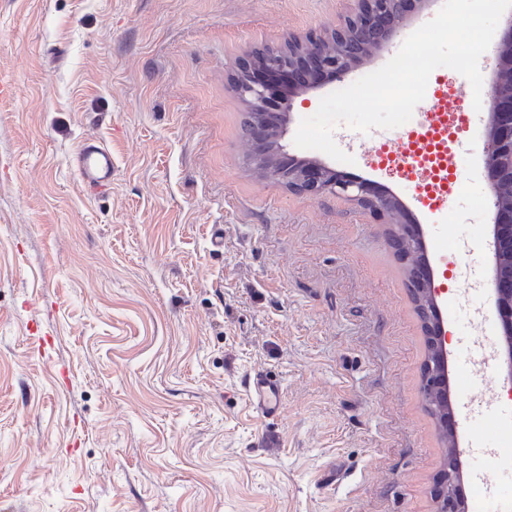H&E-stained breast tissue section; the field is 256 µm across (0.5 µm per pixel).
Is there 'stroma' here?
<instances>
[{"label":"stroma","instance_id":"stroma-1","mask_svg":"<svg viewBox=\"0 0 512 512\" xmlns=\"http://www.w3.org/2000/svg\"><path fill=\"white\" fill-rule=\"evenodd\" d=\"M352 0H0V512H437L445 447L421 393L425 336L388 227L244 163L238 56L336 27ZM409 22L343 80L291 101L298 148L321 99L378 70L441 9ZM476 151L455 153L449 216L354 134L335 169L381 183L417 219L442 293L453 391L468 407L461 481L512 504L502 362L468 378L471 309L489 311L491 218ZM112 149L110 190L70 160ZM475 273L472 307L454 292ZM48 338L38 351V338ZM281 382L261 413L248 385Z\"/></svg>","mask_w":512,"mask_h":512}]
</instances>
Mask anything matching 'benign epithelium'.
I'll use <instances>...</instances> for the list:
<instances>
[{
    "mask_svg": "<svg viewBox=\"0 0 512 512\" xmlns=\"http://www.w3.org/2000/svg\"><path fill=\"white\" fill-rule=\"evenodd\" d=\"M433 0H355L354 8L336 26V35L344 39L350 31H364L369 42L357 49L343 45L336 50L324 47L323 33L288 36V47L299 48L286 55H273L241 73L233 91L237 97L260 113L265 124L277 126L282 118L285 96H294L343 78L363 60L381 51L405 23L428 9ZM506 27L496 48V68L490 88L493 106L489 112L484 148L485 177L490 190L487 205L492 215V295L495 315L504 335L512 334V292L500 279L503 252L512 249V200L500 197L506 177H512V12L505 17ZM290 182L288 190L314 198L325 194L343 197L368 210L380 220L406 225L405 231L422 239L419 226L406 207L378 183L350 176L314 161L303 168L281 172L275 183ZM438 351L429 385L441 383L447 363V337L443 320L433 331Z\"/></svg>",
    "mask_w": 512,
    "mask_h": 512,
    "instance_id": "benign-epithelium-1",
    "label": "benign epithelium"
}]
</instances>
